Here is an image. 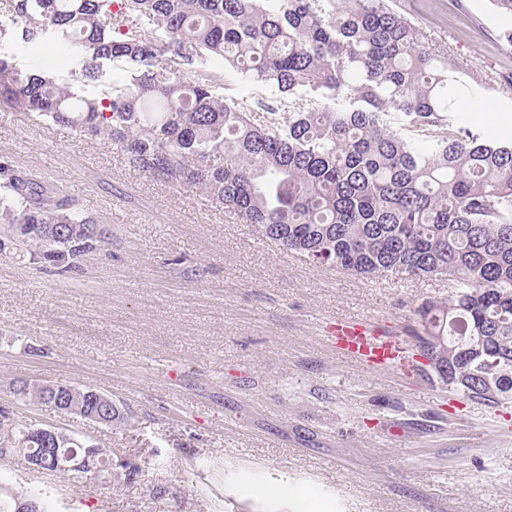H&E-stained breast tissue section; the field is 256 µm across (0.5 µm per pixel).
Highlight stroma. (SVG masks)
Masks as SVG:
<instances>
[{
  "label": "stroma",
  "instance_id": "35a3bbf8",
  "mask_svg": "<svg viewBox=\"0 0 512 512\" xmlns=\"http://www.w3.org/2000/svg\"><path fill=\"white\" fill-rule=\"evenodd\" d=\"M448 63L492 92L462 115L512 136V16L491 0H391ZM79 44L48 30L0 53L69 77ZM215 94L254 112L246 78ZM63 185L112 233L62 275L25 247L0 251V407L140 464L133 483H74L0 459V491L46 493L50 512H512V403L450 400L436 380L371 372L323 328L349 316L404 334L444 281L364 278L279 249L199 189L130 168L65 127L0 112V157ZM176 377H169V370ZM104 392L135 414L108 427L15 400V381Z\"/></svg>",
  "mask_w": 512,
  "mask_h": 512
}]
</instances>
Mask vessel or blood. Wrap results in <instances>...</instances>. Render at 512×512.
Instances as JSON below:
<instances>
[{
	"label": "vessel or blood",
	"instance_id": "obj_1",
	"mask_svg": "<svg viewBox=\"0 0 512 512\" xmlns=\"http://www.w3.org/2000/svg\"><path fill=\"white\" fill-rule=\"evenodd\" d=\"M328 331L339 352L367 369L377 371L393 366L410 368L409 352L404 342L388 337L368 322L339 321Z\"/></svg>",
	"mask_w": 512,
	"mask_h": 512
}]
</instances>
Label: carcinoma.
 I'll use <instances>...</instances> for the list:
<instances>
[{
	"instance_id": "1",
	"label": "carcinoma",
	"mask_w": 512,
	"mask_h": 512,
	"mask_svg": "<svg viewBox=\"0 0 512 512\" xmlns=\"http://www.w3.org/2000/svg\"><path fill=\"white\" fill-rule=\"evenodd\" d=\"M120 0L162 31L112 36L113 0H12L21 37L46 29L75 36L81 69L19 70L0 55V106L100 138L148 176L198 188L266 239L304 259L364 277L439 280L448 298L415 310L413 349L445 336L448 391L497 407L512 399V140L457 115L490 89L448 66L445 53L387 0ZM224 57L225 68L282 95L329 100L324 111L241 112L218 99V77L187 76L169 55ZM131 79L88 100L79 84L106 62ZM0 223L34 248L44 268L78 269L110 235L60 185L0 161ZM19 401L49 405L43 384H10ZM0 409V456L82 453L26 439ZM57 448L52 452L51 448Z\"/></svg>"
}]
</instances>
